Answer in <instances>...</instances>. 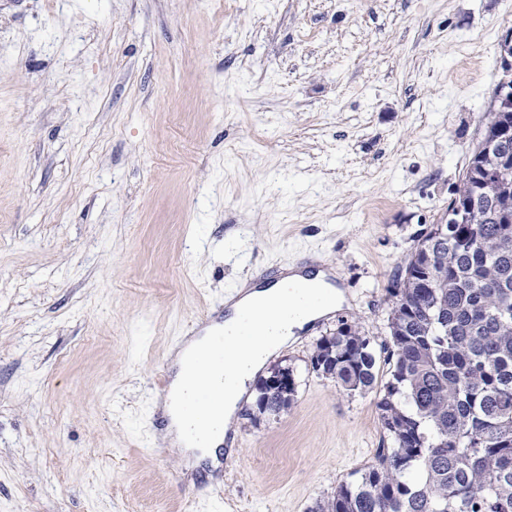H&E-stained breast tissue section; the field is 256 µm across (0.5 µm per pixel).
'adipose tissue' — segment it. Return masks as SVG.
Returning <instances> with one entry per match:
<instances>
[{"label": "adipose tissue", "mask_w": 512, "mask_h": 512, "mask_svg": "<svg viewBox=\"0 0 512 512\" xmlns=\"http://www.w3.org/2000/svg\"><path fill=\"white\" fill-rule=\"evenodd\" d=\"M333 271L308 267L291 266L285 268L275 284L269 288L246 281L240 286L237 296L229 304V315L224 321V375L216 377L211 365H198L194 362L196 351L204 344L201 336L191 338L178 350L172 360L171 392L159 407L169 419L163 433L164 441L179 448L181 452L196 460L210 461L218 465L221 448L232 430L233 418L246 393V385L261 371L270 356L295 339L297 333L330 315L336 308L346 303L345 292L333 283ZM330 287V303L315 309L305 310L301 315L290 316L289 310L298 303L296 287H311L312 284ZM253 313L255 333L246 336V327L239 319L241 310ZM200 387L221 385L224 391V407L216 417L217 431L204 447H193L185 436V415L179 409L186 389L191 384Z\"/></svg>", "instance_id": "ef3b65f1"}]
</instances>
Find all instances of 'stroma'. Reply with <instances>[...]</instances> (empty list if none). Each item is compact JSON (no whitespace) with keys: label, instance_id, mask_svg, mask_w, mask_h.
<instances>
[{"label":"stroma","instance_id":"35a3bbf8","mask_svg":"<svg viewBox=\"0 0 512 512\" xmlns=\"http://www.w3.org/2000/svg\"><path fill=\"white\" fill-rule=\"evenodd\" d=\"M512 0H0V512H311L390 447L389 290L447 210ZM318 259L347 305L276 352L215 480L160 446L188 326ZM362 326L376 391L313 372ZM294 387L295 380L290 376L288 377V367L276 366L272 368L270 376L264 378L261 383V388L273 395L258 391L257 407H261L267 413H276L282 405H286V400L274 395L286 392L288 388Z\"/></svg>","mask_w":512,"mask_h":512}]
</instances>
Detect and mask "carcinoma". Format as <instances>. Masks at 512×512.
<instances>
[{
  "label": "carcinoma",
  "instance_id": "carcinoma-1",
  "mask_svg": "<svg viewBox=\"0 0 512 512\" xmlns=\"http://www.w3.org/2000/svg\"><path fill=\"white\" fill-rule=\"evenodd\" d=\"M501 185L485 188L478 152L464 184L480 219L429 237L389 289L391 379L377 403L393 447L353 485L311 512H512V141ZM313 371L346 391L376 383L371 340L358 325L322 337ZM286 400L259 394L276 413Z\"/></svg>",
  "mask_w": 512,
  "mask_h": 512
}]
</instances>
